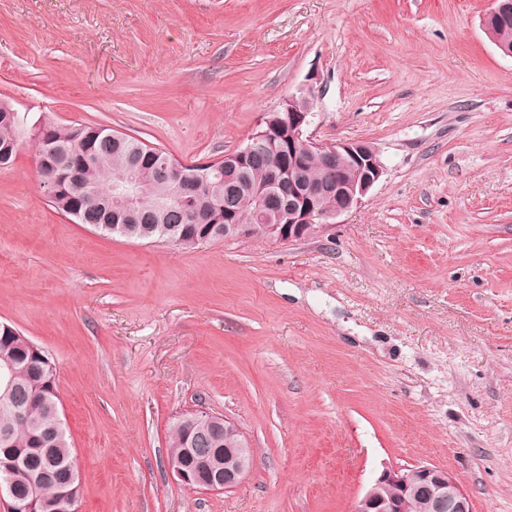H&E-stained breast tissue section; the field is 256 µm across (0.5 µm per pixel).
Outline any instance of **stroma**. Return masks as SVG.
I'll return each mask as SVG.
<instances>
[{"label": "stroma", "instance_id": "stroma-1", "mask_svg": "<svg viewBox=\"0 0 512 512\" xmlns=\"http://www.w3.org/2000/svg\"><path fill=\"white\" fill-rule=\"evenodd\" d=\"M491 0H0V101L184 164L289 94L308 135L383 166L324 232L191 250L56 212L32 139L0 170V323L57 366L80 512H353L383 466L433 464L512 512V58ZM206 407L256 463L193 490L169 423Z\"/></svg>", "mask_w": 512, "mask_h": 512}]
</instances>
